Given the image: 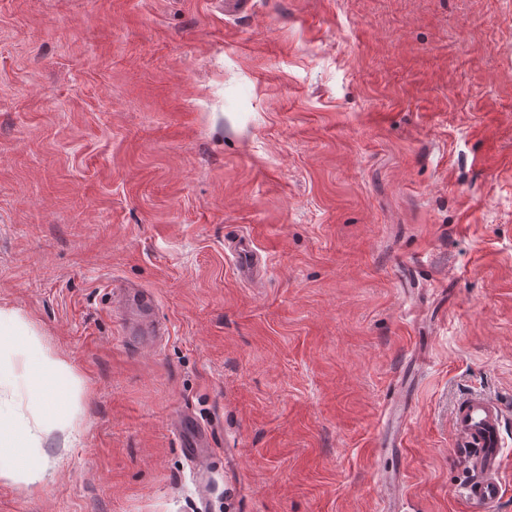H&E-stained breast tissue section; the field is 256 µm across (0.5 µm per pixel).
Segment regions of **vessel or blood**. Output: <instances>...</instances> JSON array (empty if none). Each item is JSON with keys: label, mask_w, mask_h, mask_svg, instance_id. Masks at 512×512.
<instances>
[{"label": "vessel or blood", "mask_w": 512, "mask_h": 512, "mask_svg": "<svg viewBox=\"0 0 512 512\" xmlns=\"http://www.w3.org/2000/svg\"><path fill=\"white\" fill-rule=\"evenodd\" d=\"M120 303L135 313L127 327L129 335L151 339L163 334L164 329L156 318L153 296L148 290L126 288ZM502 419L498 403L486 395L467 397L452 414V427L460 439L461 461L467 471V480L459 494L468 503L470 512H489L503 493ZM181 424L182 453L197 472H204L212 432L187 418L182 419Z\"/></svg>", "instance_id": "1"}]
</instances>
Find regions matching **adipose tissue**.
I'll list each match as a JSON object with an SVG mask.
<instances>
[{"label": "adipose tissue", "mask_w": 512, "mask_h": 512, "mask_svg": "<svg viewBox=\"0 0 512 512\" xmlns=\"http://www.w3.org/2000/svg\"><path fill=\"white\" fill-rule=\"evenodd\" d=\"M6 348L22 351L28 358L22 380L46 408L42 431L61 428L64 420L82 414V385L69 362L45 347L17 311L0 308V349ZM36 442L37 434L30 427L0 415V481L33 490L41 487L47 459L36 452Z\"/></svg>", "instance_id": "obj_1"}]
</instances>
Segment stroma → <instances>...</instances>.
<instances>
[{
    "label": "stroma",
    "mask_w": 512,
    "mask_h": 512,
    "mask_svg": "<svg viewBox=\"0 0 512 512\" xmlns=\"http://www.w3.org/2000/svg\"><path fill=\"white\" fill-rule=\"evenodd\" d=\"M227 3L0 0V307L85 412L0 512H385L387 474L400 512H470L475 392L512 512V0ZM114 282L168 335H123ZM179 412L217 429L204 493ZM233 257L236 260L239 271L247 275L253 273L258 263V256L255 250L246 240L238 242ZM502 419L498 403L486 395L461 401L452 414V427L463 448L461 461L467 480L458 493L471 512H487L503 493Z\"/></svg>",
    "instance_id": "1"
}]
</instances>
